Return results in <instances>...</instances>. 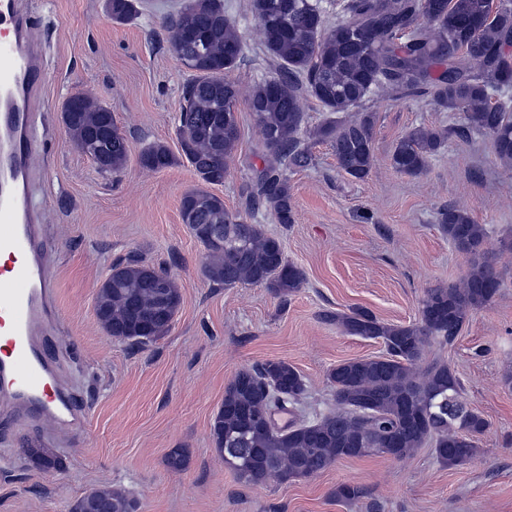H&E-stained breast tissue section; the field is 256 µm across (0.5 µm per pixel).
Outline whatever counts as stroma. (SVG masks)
<instances>
[{
	"label": "stroma",
	"mask_w": 512,
	"mask_h": 512,
	"mask_svg": "<svg viewBox=\"0 0 512 512\" xmlns=\"http://www.w3.org/2000/svg\"><path fill=\"white\" fill-rule=\"evenodd\" d=\"M50 34L47 108L38 119L44 142L37 196L56 249L54 274L61 322L54 347L60 369L87 405L81 429L53 436L37 424L0 419V512H70L79 496L102 485L134 494L138 512H512V165L486 140L449 137L418 177L389 165L410 128L453 127L462 113L409 99L371 104L375 164L365 179L342 173L329 145H314V165L289 173L294 224L257 216L302 269V288L281 301L260 284L219 288L203 272L204 249L183 224L181 200L201 188L180 161L160 171L139 156L152 142L178 151L177 117L191 72L165 40V18L184 0H147L135 21L113 23L104 0H26ZM83 92L111 107L126 137L129 162L119 175L98 172L69 139L61 104ZM241 137L230 173L214 194L242 209V194L263 161L260 133L239 101ZM455 204L485 225L504 286L475 311L452 346L427 348L456 371L467 405L489 423L477 453L462 466L440 465L431 449L410 459H344L303 480L247 487L214 448L211 424L224 390L242 369L285 360L305 378L310 420L328 408V374L337 364L383 355L381 341L342 333L323 311L364 308L395 324L417 322L427 289L458 282L466 259L439 231L438 210ZM174 275L181 307L167 335L139 349L108 336L94 313L97 288L129 253ZM52 449L65 468L32 466L25 447ZM181 449L182 470L167 456ZM365 493L358 505L336 502V486Z\"/></svg>",
	"instance_id": "1"
}]
</instances>
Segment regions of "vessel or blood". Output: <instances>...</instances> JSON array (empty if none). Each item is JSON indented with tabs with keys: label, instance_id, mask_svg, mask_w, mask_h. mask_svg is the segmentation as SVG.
Listing matches in <instances>:
<instances>
[{
	"label": "vessel or blood",
	"instance_id": "vessel-or-blood-1",
	"mask_svg": "<svg viewBox=\"0 0 512 512\" xmlns=\"http://www.w3.org/2000/svg\"><path fill=\"white\" fill-rule=\"evenodd\" d=\"M46 42L24 0H0V414L81 428L85 405L47 352L59 311L36 156Z\"/></svg>",
	"mask_w": 512,
	"mask_h": 512
}]
</instances>
